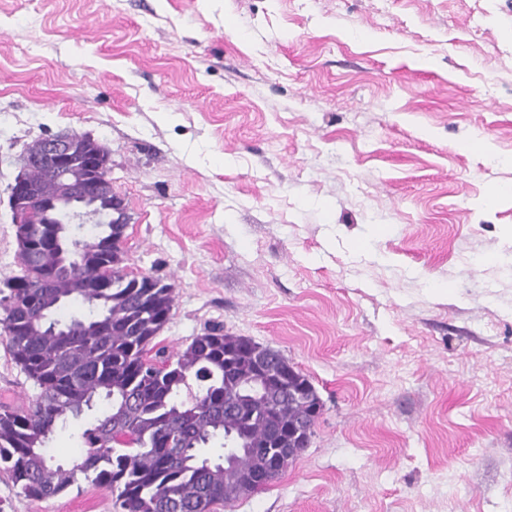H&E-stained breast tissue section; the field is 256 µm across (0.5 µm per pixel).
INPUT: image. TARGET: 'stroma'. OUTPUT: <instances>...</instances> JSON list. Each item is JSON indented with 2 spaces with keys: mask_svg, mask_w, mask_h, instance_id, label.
<instances>
[{
  "mask_svg": "<svg viewBox=\"0 0 512 512\" xmlns=\"http://www.w3.org/2000/svg\"><path fill=\"white\" fill-rule=\"evenodd\" d=\"M110 151L158 336L279 350L309 448L217 512H512V0H0V281L33 139ZM37 392L0 342V405ZM0 512H115L90 483Z\"/></svg>",
  "mask_w": 512,
  "mask_h": 512,
  "instance_id": "35a3bbf8",
  "label": "stroma"
}]
</instances>
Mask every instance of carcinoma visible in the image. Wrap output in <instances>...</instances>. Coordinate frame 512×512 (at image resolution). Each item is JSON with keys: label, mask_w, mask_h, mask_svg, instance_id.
Returning <instances> with one entry per match:
<instances>
[{"label": "carcinoma", "mask_w": 512, "mask_h": 512, "mask_svg": "<svg viewBox=\"0 0 512 512\" xmlns=\"http://www.w3.org/2000/svg\"><path fill=\"white\" fill-rule=\"evenodd\" d=\"M59 218L32 228L43 262L20 260L21 274L0 290L5 347L38 389L25 408L0 406V472L32 500L57 497L84 480L109 489L120 512H215L241 488L257 492L246 474L261 460L248 449L238 451L239 469L227 474L223 457L204 449L226 448L228 429L238 425L273 462L276 429L309 419L311 381L270 347L260 393L228 415L224 404L237 393L224 362L239 378L255 370L242 337L215 327L182 350L156 348L174 285L131 287L124 260L112 256L113 225H93L88 244L70 238L66 212ZM58 239L66 243L63 258L53 247ZM51 275L52 286L42 287ZM100 279L105 287H84ZM70 303L87 312L58 318ZM96 407L81 433L84 452L69 464L56 460L48 444L58 427Z\"/></svg>", "instance_id": "carcinoma-1"}]
</instances>
